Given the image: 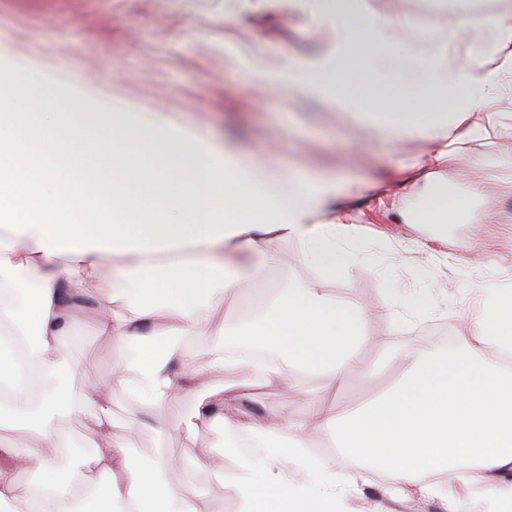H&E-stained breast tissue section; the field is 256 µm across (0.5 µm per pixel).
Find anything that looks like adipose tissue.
I'll return each mask as SVG.
<instances>
[{"label": "adipose tissue", "instance_id": "1", "mask_svg": "<svg viewBox=\"0 0 512 512\" xmlns=\"http://www.w3.org/2000/svg\"><path fill=\"white\" fill-rule=\"evenodd\" d=\"M309 7L329 47L311 58L289 55L286 85L336 94L347 72L378 69L377 46L394 44L409 19L367 14V0H297ZM472 0H454L458 23L418 76L440 94L419 111L387 104L368 113V139L402 141L428 134L433 160L450 163L465 139L497 118L511 96L512 14L494 18L486 43ZM13 114L0 117V412L13 415V437L0 438V505L9 512H211L190 484L165 477L169 458L133 470L129 439L115 438L111 395L135 398L145 417L177 393L202 391L198 423L265 447L261 459L224 463V492L239 512H339L357 477L336 471L333 457L312 452L323 432L350 455L380 467L391 496L429 497L427 477L440 472L483 485L485 499L512 512V289L484 293L463 321L455 348L421 355L399 348L408 376L358 415L338 422L326 409L303 418L275 411L255 423L227 412L209 390L229 369L250 373L239 345L272 354L266 379L288 380L295 366L341 380L356 364L369 317L337 304L323 288L346 261L326 209L336 193L327 173L300 175L295 196L268 192L255 174L267 156L220 147L205 129L186 134L109 112L55 111L38 100L29 70L0 69ZM295 239L321 278L270 296L236 327L224 302L262 294L266 267ZM112 276L111 310L92 319L100 334L136 359L117 357L105 381L65 392L74 377L62 348L92 285ZM40 425L29 427L30 411ZM81 416L89 452L67 481L59 456L75 440L60 415Z\"/></svg>", "mask_w": 512, "mask_h": 512}]
</instances>
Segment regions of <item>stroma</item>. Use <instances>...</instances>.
<instances>
[{"label": "stroma", "instance_id": "obj_1", "mask_svg": "<svg viewBox=\"0 0 512 512\" xmlns=\"http://www.w3.org/2000/svg\"><path fill=\"white\" fill-rule=\"evenodd\" d=\"M404 7L412 23L404 36L407 51L426 59L455 21L452 0H404ZM228 15L235 24H225ZM320 47L309 16L289 12L288 0H0V67L33 66L58 111H69L80 91L84 111L158 115L173 125L201 118L214 140L231 136L250 152L262 150L265 132L274 130L279 166L301 173L315 166L339 183L359 184L331 208L342 222L338 244L350 260L323 280L337 302L372 311L359 363L336 387L298 373L288 383L244 389L239 371H225L212 390L256 422L281 408L302 418L319 388L337 418L349 417L403 376V367L388 358L389 347L448 348L480 289H512V105L502 104L489 138L466 143L459 161L448 165L428 164L434 143L425 135L363 148L355 129L320 98L290 101L282 88L249 77L256 69L278 75L289 55L310 56ZM346 83L358 112L378 97L391 99L394 111L412 112L422 95L399 74L361 70ZM478 179L484 182L480 195L471 191ZM441 193L463 201V208L452 209L446 225L424 224L432 197ZM482 209L494 211L493 223H470V211ZM465 241L475 242V250L462 249ZM288 252L297 261L268 268L270 289L322 280L317 265L301 259L297 241H289ZM64 347L79 367L77 382L110 374L117 349L91 324H79ZM198 401L189 393L165 405L159 431L144 420L137 400L114 394L113 433L135 428L132 468L150 467L166 453L179 462L166 473L170 482L192 480L212 512H236L221 482L224 460L215 453L224 442L222 429L188 428ZM335 457L337 470L362 476L346 494L349 512H446L449 500L480 501L477 484L439 475V495L392 497L384 492L382 470L341 449Z\"/></svg>", "mask_w": 512, "mask_h": 512}]
</instances>
